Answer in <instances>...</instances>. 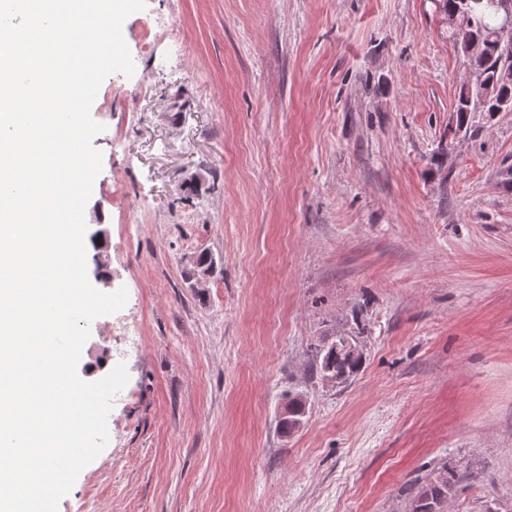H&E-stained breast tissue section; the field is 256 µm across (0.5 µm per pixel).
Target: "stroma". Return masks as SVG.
Wrapping results in <instances>:
<instances>
[{
    "label": "stroma",
    "mask_w": 512,
    "mask_h": 512,
    "mask_svg": "<svg viewBox=\"0 0 512 512\" xmlns=\"http://www.w3.org/2000/svg\"><path fill=\"white\" fill-rule=\"evenodd\" d=\"M123 35L85 238L91 283L128 300L77 372L129 379L58 512H406L444 462L447 512H512V112L456 131L447 16L147 0ZM358 326L362 371L324 382L310 345Z\"/></svg>",
    "instance_id": "obj_1"
}]
</instances>
